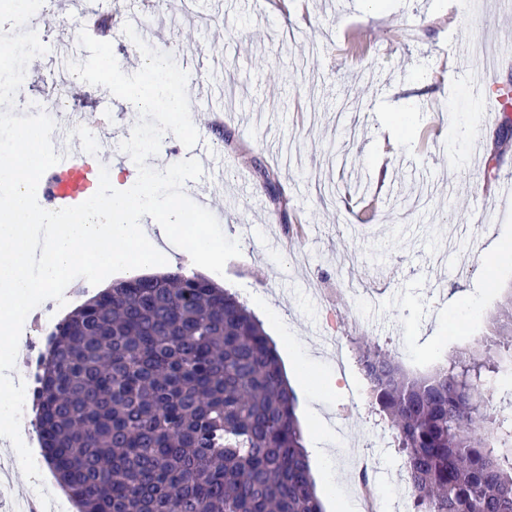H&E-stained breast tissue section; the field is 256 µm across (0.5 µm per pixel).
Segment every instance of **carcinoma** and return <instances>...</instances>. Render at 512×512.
<instances>
[{"instance_id": "carcinoma-1", "label": "carcinoma", "mask_w": 512, "mask_h": 512, "mask_svg": "<svg viewBox=\"0 0 512 512\" xmlns=\"http://www.w3.org/2000/svg\"><path fill=\"white\" fill-rule=\"evenodd\" d=\"M370 51L345 37L346 55ZM356 363L414 512H512V420L483 394L488 374L512 369V336L429 377L375 345ZM34 401L78 512H323L272 341L203 276H135L86 300L58 322Z\"/></svg>"}]
</instances>
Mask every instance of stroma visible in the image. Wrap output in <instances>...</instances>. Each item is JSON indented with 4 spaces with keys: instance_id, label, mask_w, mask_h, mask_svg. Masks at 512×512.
<instances>
[{
    "instance_id": "35a3bbf8",
    "label": "stroma",
    "mask_w": 512,
    "mask_h": 512,
    "mask_svg": "<svg viewBox=\"0 0 512 512\" xmlns=\"http://www.w3.org/2000/svg\"><path fill=\"white\" fill-rule=\"evenodd\" d=\"M146 18L148 44L211 88L194 125L223 173L218 221L241 248L217 282L262 322L282 365L306 356L289 378L305 447L325 428L366 451L373 484L394 494L390 512H413L395 497L405 473L377 443L355 351L376 343L429 375L508 323L512 200L495 194L485 162L512 127V110L490 118L496 88L512 82V11L505 0H291L284 11L276 0H165ZM350 29L375 39L368 59L343 54ZM217 54L224 70L210 67ZM106 93L70 86L74 137L95 129ZM137 119L113 98L101 156L131 181L138 170L119 144ZM266 170L287 207L265 189ZM358 188L381 199L372 224L346 204ZM494 239L506 256L488 255Z\"/></svg>"
}]
</instances>
